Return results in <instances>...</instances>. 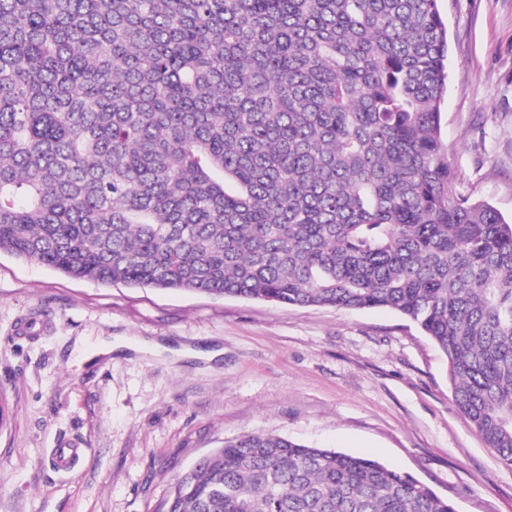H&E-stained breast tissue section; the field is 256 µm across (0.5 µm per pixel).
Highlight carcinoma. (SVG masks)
Instances as JSON below:
<instances>
[{
  "label": "carcinoma",
  "mask_w": 512,
  "mask_h": 512,
  "mask_svg": "<svg viewBox=\"0 0 512 512\" xmlns=\"http://www.w3.org/2000/svg\"><path fill=\"white\" fill-rule=\"evenodd\" d=\"M439 0H0V251L67 277L385 307L512 467V221L457 192ZM169 512H457L243 434Z\"/></svg>",
  "instance_id": "cac0c4a2"
}]
</instances>
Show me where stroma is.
<instances>
[{
    "label": "stroma",
    "mask_w": 512,
    "mask_h": 512,
    "mask_svg": "<svg viewBox=\"0 0 512 512\" xmlns=\"http://www.w3.org/2000/svg\"><path fill=\"white\" fill-rule=\"evenodd\" d=\"M439 6L456 190L511 218L512 0ZM210 347L219 361L172 354ZM244 433L369 456L458 512H512V467L412 321L72 279L0 251V512H165L176 476ZM67 440L86 456L64 473Z\"/></svg>",
    "instance_id": "stroma-1"
}]
</instances>
